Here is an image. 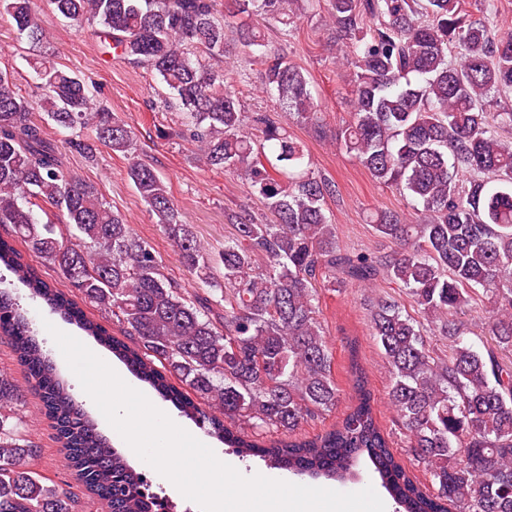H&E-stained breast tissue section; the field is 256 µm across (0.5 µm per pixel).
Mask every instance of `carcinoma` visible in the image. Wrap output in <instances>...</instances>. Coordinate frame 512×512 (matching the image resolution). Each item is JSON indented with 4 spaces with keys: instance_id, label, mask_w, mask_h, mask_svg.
<instances>
[{
    "instance_id": "carcinoma-1",
    "label": "carcinoma",
    "mask_w": 512,
    "mask_h": 512,
    "mask_svg": "<svg viewBox=\"0 0 512 512\" xmlns=\"http://www.w3.org/2000/svg\"><path fill=\"white\" fill-rule=\"evenodd\" d=\"M315 11L320 0H232L230 26L217 0H0V20L20 37H45L51 11L87 24L128 65L154 73L172 93L206 165L249 180L270 219H237L214 256L185 223L167 185L140 158L133 132L90 85L54 66L36 71L37 99L0 68V224L55 265L85 303L113 316L133 346L112 350L209 435L243 457L346 481L367 456L401 512H512V112L487 113L489 95L512 90V34L465 17L462 0H329L336 44L350 57L351 121L336 139L378 183L409 198L413 216L378 211L376 231L390 250L375 256L340 249L327 200L333 181L315 174L303 147L282 126L291 116L322 129L310 80L268 48L255 17L288 26L290 2ZM235 42L258 54L265 88L284 113L255 112L245 131L239 91L218 63ZM42 112L46 124L33 119ZM66 131L59 141L47 128ZM128 160L127 176L176 248L180 264L217 294L218 317L165 275L155 248L112 211L96 184L63 161L68 148L88 158L99 147ZM9 267L51 310L92 336L106 329L0 244ZM396 282L420 318L390 295L371 309V335L390 372L388 400L407 448L430 465L435 491L416 484L379 425L364 368L351 358L355 395L342 421L316 438L297 430L336 406L332 351L318 321L320 292L347 280ZM490 304L493 345L480 350L458 315ZM448 339L435 355L423 322ZM0 333L68 448L78 485L107 512H154L142 477L74 403L33 337L27 317L0 293ZM163 370H157L153 360ZM174 382H169V379ZM22 393L0 372V512H73V487L43 482L29 467L34 449L12 419ZM284 438L264 445L245 430Z\"/></svg>"
}]
</instances>
